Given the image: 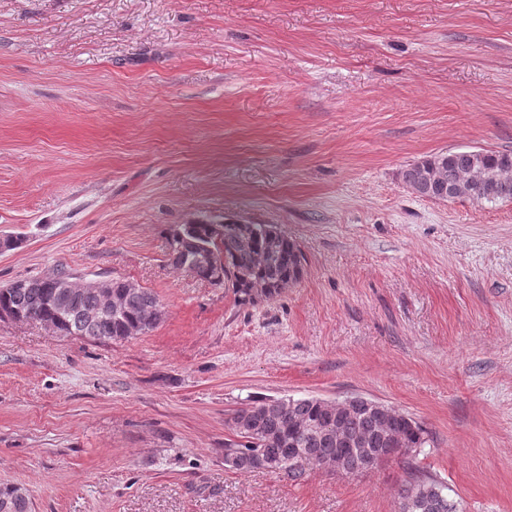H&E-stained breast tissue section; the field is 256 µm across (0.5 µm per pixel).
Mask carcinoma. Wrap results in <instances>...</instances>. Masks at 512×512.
Segmentation results:
<instances>
[{
    "label": "carcinoma",
    "mask_w": 512,
    "mask_h": 512,
    "mask_svg": "<svg viewBox=\"0 0 512 512\" xmlns=\"http://www.w3.org/2000/svg\"><path fill=\"white\" fill-rule=\"evenodd\" d=\"M404 185L422 198L442 201L467 198L476 202L512 200V153L487 149H456L441 152L407 165L401 171ZM175 266L214 284L229 283L240 304L270 299L298 281L303 254L298 245L275 224L214 223L181 224L168 238ZM112 292L125 300L120 317L85 322L80 310L101 302L98 295L78 293L66 304L60 331L100 341H122L144 334L160 322L158 298L145 288H128L126 281H112ZM59 298L54 289L25 291L0 288V307L21 320L51 318ZM238 437L224 443V461L231 469L250 473L266 461H279L276 474L289 480L305 478L313 469L339 467L345 476L381 465L370 448L394 442V458L409 460L429 441V432L412 417L380 416L362 407L352 408L342 421L351 437L365 443L347 454L336 447V419L316 398L251 400L232 414ZM447 486L430 472L417 471L404 480L400 501L407 512H459L458 503L445 493ZM29 498L16 487H0V512H29Z\"/></svg>",
    "instance_id": "carcinoma-1"
}]
</instances>
